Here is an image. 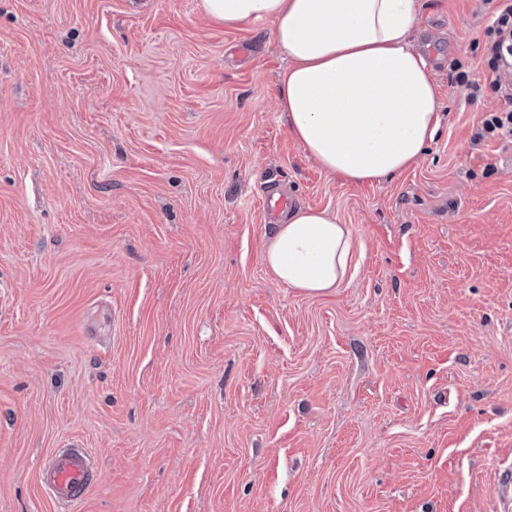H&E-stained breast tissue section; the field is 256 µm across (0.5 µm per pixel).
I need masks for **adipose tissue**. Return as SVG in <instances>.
<instances>
[{
    "label": "adipose tissue",
    "mask_w": 512,
    "mask_h": 512,
    "mask_svg": "<svg viewBox=\"0 0 512 512\" xmlns=\"http://www.w3.org/2000/svg\"><path fill=\"white\" fill-rule=\"evenodd\" d=\"M228 28L269 21L288 60L278 106L292 138L345 182H371L416 164L437 133L441 104L433 70L412 34L421 0H200ZM347 225L313 207L277 224L264 262L309 296L343 284Z\"/></svg>",
    "instance_id": "ef3b65f1"
}]
</instances>
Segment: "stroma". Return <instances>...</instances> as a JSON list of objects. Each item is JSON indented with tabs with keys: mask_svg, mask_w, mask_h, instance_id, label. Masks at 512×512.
<instances>
[{
	"mask_svg": "<svg viewBox=\"0 0 512 512\" xmlns=\"http://www.w3.org/2000/svg\"><path fill=\"white\" fill-rule=\"evenodd\" d=\"M422 2L440 131L348 183L288 132L269 22L0 0V512H504L512 136L455 80L495 5ZM268 180L350 227L335 292L265 265ZM57 448L96 459L78 504ZM95 474L91 457L76 448L53 453L39 469L40 484L57 504L80 501L91 487Z\"/></svg>",
	"mask_w": 512,
	"mask_h": 512,
	"instance_id": "obj_1",
	"label": "stroma"
}]
</instances>
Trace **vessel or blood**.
<instances>
[{"mask_svg": "<svg viewBox=\"0 0 512 512\" xmlns=\"http://www.w3.org/2000/svg\"><path fill=\"white\" fill-rule=\"evenodd\" d=\"M264 216L266 223L276 221L279 213L291 204L287 195L277 187L265 186ZM96 470L91 457L80 449L53 453L39 469L40 483L51 501L73 504L80 501L95 478Z\"/></svg>", "mask_w": 512, "mask_h": 512, "instance_id": "1", "label": "vessel or blood"}]
</instances>
